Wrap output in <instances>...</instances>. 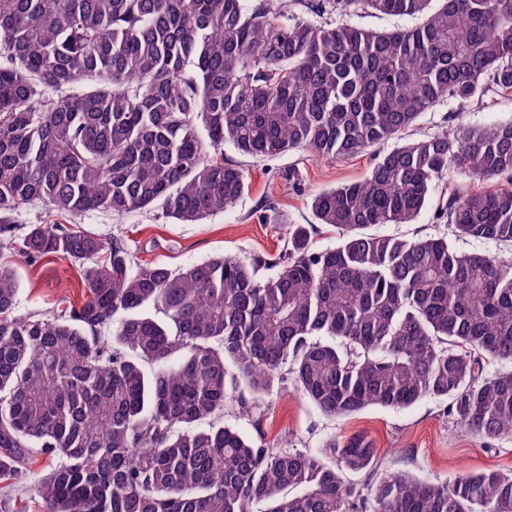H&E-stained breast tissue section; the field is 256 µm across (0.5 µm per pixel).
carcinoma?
<instances>
[{"instance_id":"carcinoma-1","label":"carcinoma","mask_w":512,"mask_h":512,"mask_svg":"<svg viewBox=\"0 0 512 512\" xmlns=\"http://www.w3.org/2000/svg\"><path fill=\"white\" fill-rule=\"evenodd\" d=\"M431 2L332 0L422 17L377 32L244 0H0V483L27 484L48 455L44 512H512V473L380 477L363 433L304 453L224 423L228 400L250 413L290 381L328 416L430 397L482 439L512 435V258L368 233L437 194L455 237L512 247V189L483 186L512 181V123L405 143L316 193L341 243L317 251L293 224L267 279L261 258L176 271L76 224H30L19 253L91 265L80 306L19 314L3 256L12 215L35 200L197 223L248 191L211 155L226 142L336 159L447 98L512 94V0ZM451 172L474 186L445 183Z\"/></svg>"}]
</instances>
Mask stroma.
I'll use <instances>...</instances> for the list:
<instances>
[{
	"label": "stroma",
	"instance_id": "stroma-1",
	"mask_svg": "<svg viewBox=\"0 0 512 512\" xmlns=\"http://www.w3.org/2000/svg\"><path fill=\"white\" fill-rule=\"evenodd\" d=\"M294 13L316 24L344 21L380 31L418 23L414 17L364 11L319 15L299 6ZM506 123H512V95H490L469 102L445 100L422 113L400 138L352 157L325 159L293 150L259 159L243 155L228 142L222 148L225 161L241 167L249 182L248 193L232 207L195 224L168 218L158 207L121 216L96 211L78 217L77 222L94 235L120 238L136 262L162 263L173 269L224 255L278 260L292 224H315L314 248L333 249L341 241L340 232L316 224L310 208L314 194L363 179L374 154L387 153L399 142L423 140L460 125ZM435 211V204H428L413 223L383 224L373 232L405 238L444 235L448 228ZM11 265L20 281L19 313L49 315L63 299L81 302L85 292L82 263L48 256L33 264L19 255ZM446 406V400L428 397L404 410L372 406L348 417H332L317 411L288 385L248 415L237 403L227 404L224 421L256 441L300 451L316 450L333 435L364 432L374 441L388 473L408 472L434 482L453 481L465 471H512L511 436L489 442L479 439L448 417Z\"/></svg>",
	"mask_w": 512,
	"mask_h": 512
}]
</instances>
